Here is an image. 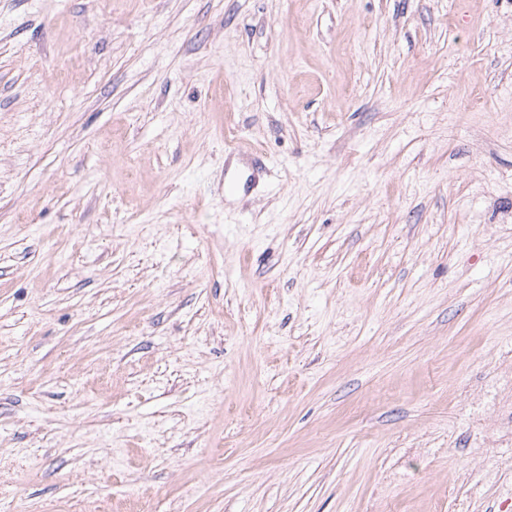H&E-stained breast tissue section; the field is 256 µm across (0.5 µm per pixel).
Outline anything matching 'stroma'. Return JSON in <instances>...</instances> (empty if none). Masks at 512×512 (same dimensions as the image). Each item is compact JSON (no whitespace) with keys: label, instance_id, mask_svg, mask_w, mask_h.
<instances>
[{"label":"stroma","instance_id":"1","mask_svg":"<svg viewBox=\"0 0 512 512\" xmlns=\"http://www.w3.org/2000/svg\"><path fill=\"white\" fill-rule=\"evenodd\" d=\"M0 512H512V0H0Z\"/></svg>","mask_w":512,"mask_h":512}]
</instances>
